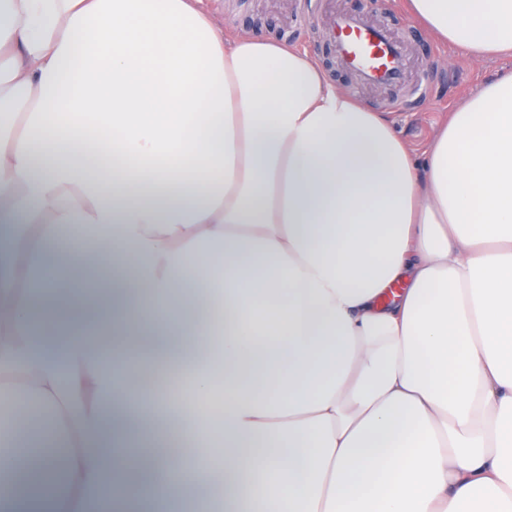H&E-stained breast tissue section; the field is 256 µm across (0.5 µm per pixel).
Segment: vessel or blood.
<instances>
[{"mask_svg": "<svg viewBox=\"0 0 512 512\" xmlns=\"http://www.w3.org/2000/svg\"><path fill=\"white\" fill-rule=\"evenodd\" d=\"M325 35L341 61L366 83L394 86L403 80L405 45L384 28L352 14L332 15Z\"/></svg>", "mask_w": 512, "mask_h": 512, "instance_id": "vessel-or-blood-1", "label": "vessel or blood"}]
</instances>
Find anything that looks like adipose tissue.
Instances as JSON below:
<instances>
[{"instance_id":"1","label":"adipose tissue","mask_w":512,"mask_h":512,"mask_svg":"<svg viewBox=\"0 0 512 512\" xmlns=\"http://www.w3.org/2000/svg\"><path fill=\"white\" fill-rule=\"evenodd\" d=\"M197 2L0 0V400L31 395L64 443L42 462L56 483L0 456V512H84L89 491L181 512L184 483L150 480L159 461L111 413L134 394L126 355L87 323L153 335L220 406L183 430L222 441L223 512H245L242 473L267 469L299 478L282 512H512V70L417 154L306 53L225 42ZM407 4L458 54L512 57V0ZM95 153L111 177L87 174ZM69 224L132 264L156 318L47 252ZM32 264L53 274L38 291ZM255 292L278 344L235 332ZM215 304L225 336L206 346ZM57 313L56 355L31 329ZM270 365L287 373L258 392Z\"/></svg>"}]
</instances>
